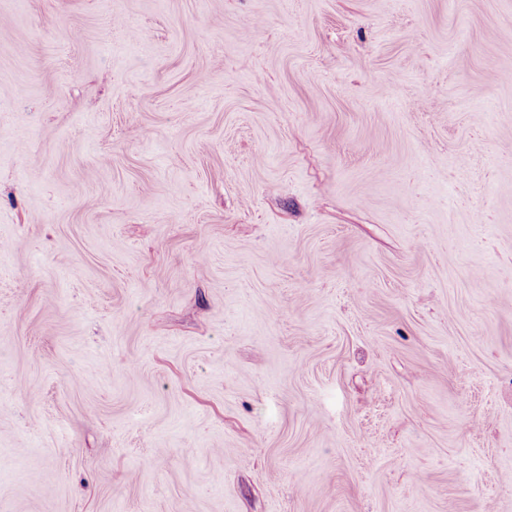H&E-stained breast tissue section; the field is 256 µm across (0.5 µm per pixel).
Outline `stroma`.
I'll use <instances>...</instances> for the list:
<instances>
[{
	"label": "stroma",
	"mask_w": 512,
	"mask_h": 512,
	"mask_svg": "<svg viewBox=\"0 0 512 512\" xmlns=\"http://www.w3.org/2000/svg\"><path fill=\"white\" fill-rule=\"evenodd\" d=\"M0 512H512V0H0Z\"/></svg>",
	"instance_id": "1"
}]
</instances>
